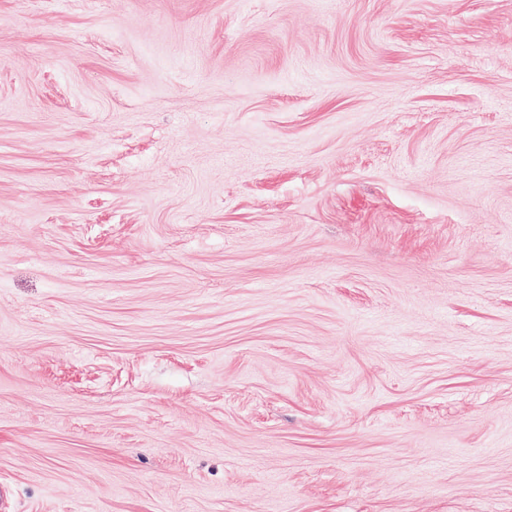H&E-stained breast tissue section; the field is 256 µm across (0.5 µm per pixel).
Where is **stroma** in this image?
<instances>
[{"instance_id":"stroma-1","label":"stroma","mask_w":512,"mask_h":512,"mask_svg":"<svg viewBox=\"0 0 512 512\" xmlns=\"http://www.w3.org/2000/svg\"><path fill=\"white\" fill-rule=\"evenodd\" d=\"M0 512H512V0H0Z\"/></svg>"}]
</instances>
